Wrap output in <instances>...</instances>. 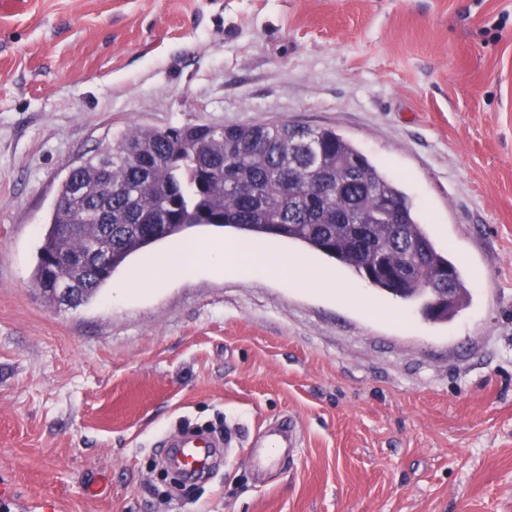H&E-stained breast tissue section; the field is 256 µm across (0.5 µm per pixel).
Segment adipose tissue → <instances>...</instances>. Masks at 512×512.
Segmentation results:
<instances>
[{
  "mask_svg": "<svg viewBox=\"0 0 512 512\" xmlns=\"http://www.w3.org/2000/svg\"><path fill=\"white\" fill-rule=\"evenodd\" d=\"M203 266L221 274L260 272L273 278H286L296 285L344 299L353 294L349 284L326 274L305 258L286 255L268 243L251 245L232 241L174 244L139 264L127 279L117 283L115 294L120 297L132 289L156 288Z\"/></svg>",
  "mask_w": 512,
  "mask_h": 512,
  "instance_id": "1",
  "label": "adipose tissue"
}]
</instances>
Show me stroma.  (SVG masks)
<instances>
[{
  "label": "stroma",
  "instance_id": "35a3bbf8",
  "mask_svg": "<svg viewBox=\"0 0 512 512\" xmlns=\"http://www.w3.org/2000/svg\"><path fill=\"white\" fill-rule=\"evenodd\" d=\"M331 127L404 190L469 302L426 320L206 270L46 303L70 166L130 126ZM299 443L265 468L267 426ZM231 432L169 494L160 440ZM0 512H512V0L0 5Z\"/></svg>",
  "mask_w": 512,
  "mask_h": 512
}]
</instances>
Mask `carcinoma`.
<instances>
[{
	"label": "carcinoma",
	"mask_w": 512,
	"mask_h": 512,
	"mask_svg": "<svg viewBox=\"0 0 512 512\" xmlns=\"http://www.w3.org/2000/svg\"><path fill=\"white\" fill-rule=\"evenodd\" d=\"M318 165L323 188L305 174ZM112 185V197L103 185ZM74 231L63 236L64 225ZM211 225L267 235L317 251L365 277L402 266L394 236L423 246L398 298L430 306L422 289L454 275L455 310L467 303L459 267L439 250L406 194L333 128L272 125L166 129L136 126L87 159L59 186L39 248L33 285L45 302L65 281L86 304L131 256L189 228Z\"/></svg>",
	"instance_id": "1"
}]
</instances>
